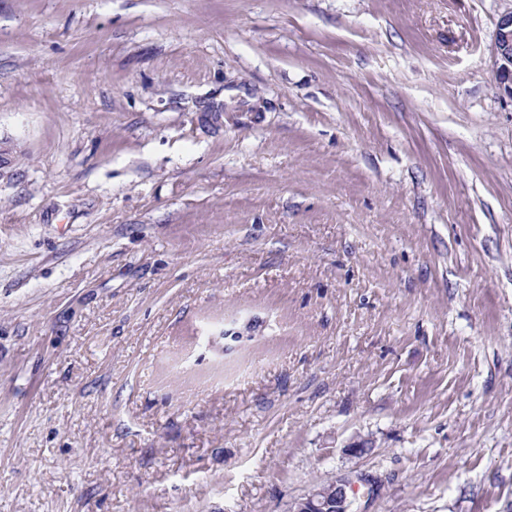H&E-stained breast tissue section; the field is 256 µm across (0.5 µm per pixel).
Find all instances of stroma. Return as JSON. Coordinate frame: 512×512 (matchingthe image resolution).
Here are the masks:
<instances>
[{"label":"stroma","mask_w":512,"mask_h":512,"mask_svg":"<svg viewBox=\"0 0 512 512\" xmlns=\"http://www.w3.org/2000/svg\"><path fill=\"white\" fill-rule=\"evenodd\" d=\"M509 13L0 0V512H512ZM493 58L498 88L512 98V13L499 22ZM351 485L345 477L325 482L295 500L290 512H351Z\"/></svg>","instance_id":"35a3bbf8"}]
</instances>
